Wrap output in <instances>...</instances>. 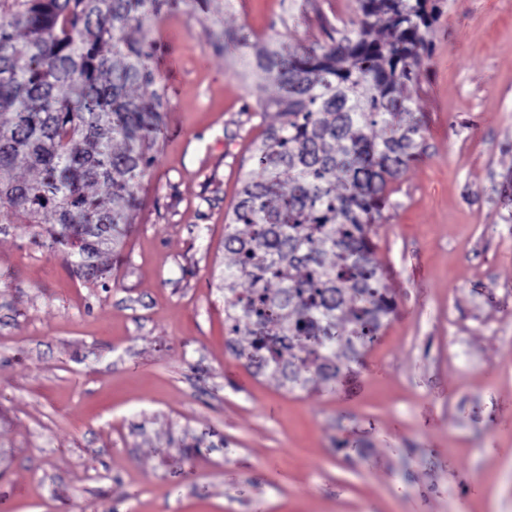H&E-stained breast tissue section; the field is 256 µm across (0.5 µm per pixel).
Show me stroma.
<instances>
[{"label":"stroma","mask_w":512,"mask_h":512,"mask_svg":"<svg viewBox=\"0 0 512 512\" xmlns=\"http://www.w3.org/2000/svg\"><path fill=\"white\" fill-rule=\"evenodd\" d=\"M357 0H181L142 25L163 122L104 278L0 212V502L13 512H512V0H443L423 153L375 259L394 309L335 379L244 368L224 219L276 112L245 50L328 43Z\"/></svg>","instance_id":"1"}]
</instances>
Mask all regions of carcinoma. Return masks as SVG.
<instances>
[{"instance_id": "carcinoma-1", "label": "carcinoma", "mask_w": 512, "mask_h": 512, "mask_svg": "<svg viewBox=\"0 0 512 512\" xmlns=\"http://www.w3.org/2000/svg\"><path fill=\"white\" fill-rule=\"evenodd\" d=\"M164 2L0 0V209L26 224L52 215L51 247L86 280L105 276L96 258L125 236L162 124V96L134 89L152 82L135 32ZM357 2L352 28L329 43L246 55L257 103L279 122L257 148L262 178L243 182L226 217L224 314L229 334L249 337L239 355L291 389L336 377V342L356 354L339 324L369 341L383 326L374 225L421 151L416 90L441 0ZM21 168L35 177L17 178Z\"/></svg>"}]
</instances>
